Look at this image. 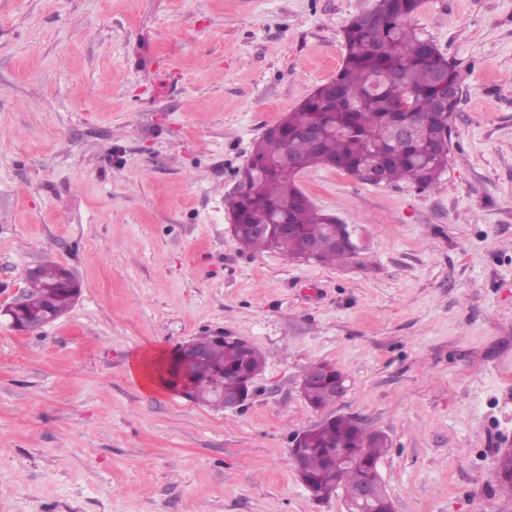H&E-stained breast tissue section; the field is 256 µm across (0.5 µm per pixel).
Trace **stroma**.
<instances>
[{
  "label": "stroma",
  "mask_w": 512,
  "mask_h": 512,
  "mask_svg": "<svg viewBox=\"0 0 512 512\" xmlns=\"http://www.w3.org/2000/svg\"><path fill=\"white\" fill-rule=\"evenodd\" d=\"M373 0H0V305L47 259L81 285L37 334L0 321V512H346L292 435L359 418L391 446L394 512H512V0H422L458 62L432 189L298 178L365 250L326 267L241 252L227 200L254 139L335 77ZM222 331L265 356L217 409L132 372ZM348 391L320 412L305 369Z\"/></svg>",
  "instance_id": "35a3bbf8"
}]
</instances>
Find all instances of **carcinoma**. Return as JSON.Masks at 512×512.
<instances>
[{
	"label": "carcinoma",
	"instance_id": "cac0c4a2",
	"mask_svg": "<svg viewBox=\"0 0 512 512\" xmlns=\"http://www.w3.org/2000/svg\"><path fill=\"white\" fill-rule=\"evenodd\" d=\"M421 0H375L370 11L377 15L373 33L365 28L364 13L356 14L344 27L343 62L336 76L315 88L294 111L281 119L288 137L264 134L253 145V167L247 173L248 189L231 197L228 208L242 216L234 238L244 252L272 251L288 258L297 253L295 240L286 236L255 233L251 224L259 217L272 223L297 224L306 235L313 262L336 266L350 262L346 251L335 243L337 224L319 210L298 186L296 177L272 171L267 163L290 150L302 169L323 167L351 175L371 163L380 164L387 183L409 181L424 189L434 188L448 166V146L459 102L448 103V116L433 113L440 74L448 83L460 82L458 65L448 58L409 18ZM416 117L409 138L387 145L397 121L405 115ZM318 124L323 134L314 142L298 135L307 122ZM74 276L61 265L47 261L38 277L26 280L25 304L17 311L19 320L45 316V308L62 314L74 304ZM206 361L176 371L189 380L187 397L215 408L213 387L236 392L245 370L261 371L262 352L255 346L244 350L231 339L210 340ZM303 397L311 407L332 405L331 390L321 379L305 384ZM340 444L347 461L336 465L328 455ZM305 476L314 484L347 490L367 475V467L379 462L388 448L382 432L370 431L351 416L338 415L312 428L308 440Z\"/></svg>",
	"mask_w": 512,
	"mask_h": 512
}]
</instances>
